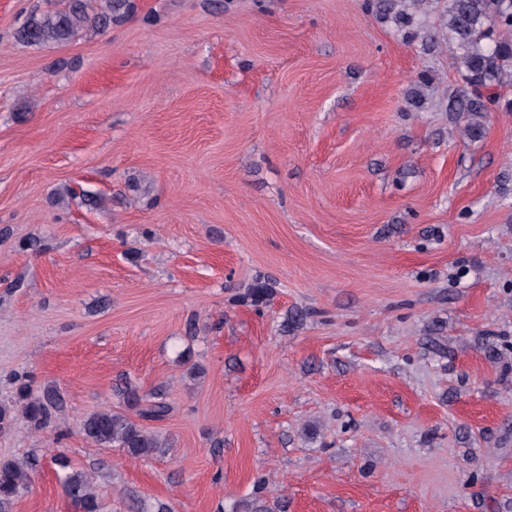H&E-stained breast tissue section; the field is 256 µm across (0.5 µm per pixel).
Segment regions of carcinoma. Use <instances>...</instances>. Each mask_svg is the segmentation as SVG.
<instances>
[{"mask_svg": "<svg viewBox=\"0 0 512 512\" xmlns=\"http://www.w3.org/2000/svg\"><path fill=\"white\" fill-rule=\"evenodd\" d=\"M428 3L364 0V8L392 20L405 35L417 37L421 33L420 10ZM136 9L135 0H61V6L54 10L32 9L17 35L34 46H63L84 31H99L123 22ZM441 22L457 45L453 64L463 82L449 99L448 111L464 119L466 138L480 140L487 134L492 111L502 107L512 112V100L501 102L498 91L512 81V0H448ZM126 397L138 406L137 418L105 408L85 417L80 432L97 447L117 448L135 459L151 458L165 447V441L142 422L164 419L169 406L157 394L140 397L131 389ZM54 407L55 397L48 395L27 399L24 411L30 420L45 427ZM54 463L61 470L58 481L75 512H103L92 475L61 456L54 457ZM30 482L24 465L0 460V512H14Z\"/></svg>", "mask_w": 512, "mask_h": 512, "instance_id": "obj_1", "label": "carcinoma"}]
</instances>
